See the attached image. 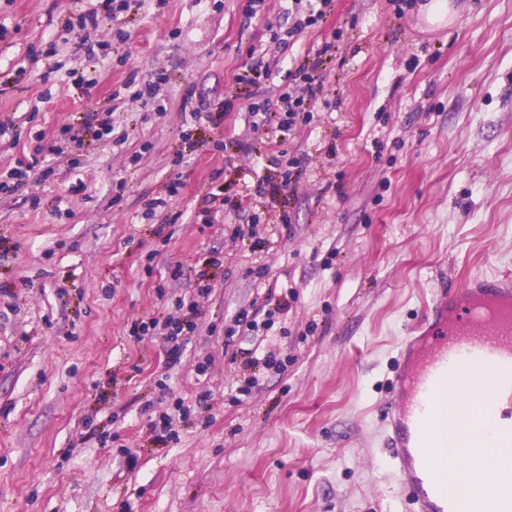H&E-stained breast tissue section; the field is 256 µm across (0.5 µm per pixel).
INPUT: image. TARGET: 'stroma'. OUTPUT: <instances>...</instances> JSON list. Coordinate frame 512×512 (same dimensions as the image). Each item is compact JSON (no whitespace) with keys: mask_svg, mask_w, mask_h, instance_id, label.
Segmentation results:
<instances>
[{"mask_svg":"<svg viewBox=\"0 0 512 512\" xmlns=\"http://www.w3.org/2000/svg\"><path fill=\"white\" fill-rule=\"evenodd\" d=\"M248 2L162 0L85 29L98 0H0V123L21 133L0 138V170L59 148L72 163L0 194V512H407L382 419L401 343L442 285L512 275V0H450L441 26L429 0H335L299 32L288 0ZM330 41L309 123L253 128ZM259 60L263 94L238 97ZM148 83L155 98H131ZM227 98L214 124L183 108ZM108 108L93 139L82 119ZM261 181L274 195L256 201ZM202 269L164 396V341L131 330ZM242 307L283 362L251 386L232 356L255 337H226ZM152 400L188 409L178 444L154 443Z\"/></svg>","mask_w":512,"mask_h":512,"instance_id":"obj_1","label":"stroma"}]
</instances>
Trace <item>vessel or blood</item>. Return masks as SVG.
<instances>
[{
    "instance_id": "b4317fda",
    "label": "vessel or blood",
    "mask_w": 512,
    "mask_h": 512,
    "mask_svg": "<svg viewBox=\"0 0 512 512\" xmlns=\"http://www.w3.org/2000/svg\"><path fill=\"white\" fill-rule=\"evenodd\" d=\"M488 391L487 418L512 404V278L477 275L441 293L402 343L384 424L411 512H457L448 470V388ZM483 512H512V474L493 469Z\"/></svg>"
}]
</instances>
